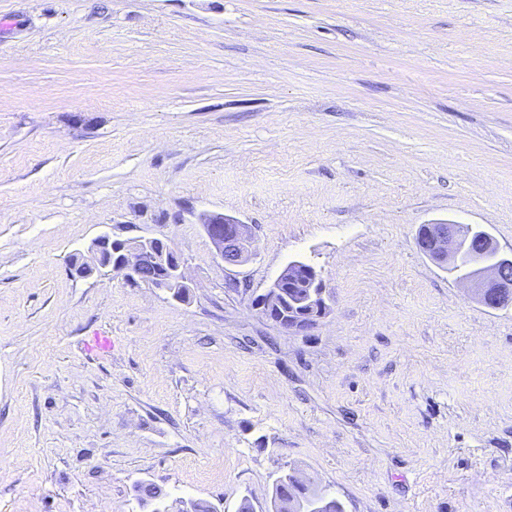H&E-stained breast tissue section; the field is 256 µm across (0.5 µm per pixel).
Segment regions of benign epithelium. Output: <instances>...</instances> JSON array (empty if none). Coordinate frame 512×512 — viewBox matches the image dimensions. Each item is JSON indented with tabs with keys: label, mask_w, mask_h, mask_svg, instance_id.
<instances>
[{
	"label": "benign epithelium",
	"mask_w": 512,
	"mask_h": 512,
	"mask_svg": "<svg viewBox=\"0 0 512 512\" xmlns=\"http://www.w3.org/2000/svg\"><path fill=\"white\" fill-rule=\"evenodd\" d=\"M198 221L224 263L239 265L251 259L254 236L250 225L231 216L205 212L198 215ZM418 245L425 255L450 268L468 258L474 272L463 283L478 303L491 300L497 304L512 292V253L502 252L492 237L483 235L474 245L456 224H429L420 234ZM70 270L81 279L103 270L122 272L129 282H143L171 293L176 288H188L185 261L159 239L119 241L102 234L92 241L88 254L75 253ZM299 279L301 287L311 290L315 298H324L320 273L306 270ZM272 322L286 332L301 333L312 329L318 319L307 315L288 321L274 318Z\"/></svg>",
	"instance_id": "1"
}]
</instances>
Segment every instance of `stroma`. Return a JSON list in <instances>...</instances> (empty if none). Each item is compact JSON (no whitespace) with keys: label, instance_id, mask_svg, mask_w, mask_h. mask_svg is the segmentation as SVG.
Segmentation results:
<instances>
[{"label":"stroma","instance_id":"35a3bbf8","mask_svg":"<svg viewBox=\"0 0 512 512\" xmlns=\"http://www.w3.org/2000/svg\"><path fill=\"white\" fill-rule=\"evenodd\" d=\"M437 222L512 252V0H0V512H268L292 468L344 512H512V305ZM105 233L167 240L188 299L73 277ZM293 260L306 334L254 305ZM210 238L217 257L229 265H239L247 262L253 256L254 236L252 227L238 219L215 213L198 215ZM418 245L432 260L448 264L457 278L468 276L461 281L469 287L471 297L484 306L490 297L498 304L512 291V253L502 252L489 235H482L473 245L458 224H428L418 238ZM463 257L471 261L473 273L467 261L455 267ZM255 305L258 306L259 309L262 310L263 314L276 325H278L281 329L289 333H301L306 332L312 329L320 319H316L318 317H311L310 315L305 317H300L293 320H283V319H275L270 317L269 312L264 310V304L261 300H255ZM83 348L90 358H105L112 351V337L108 334L94 333L84 339Z\"/></svg>","mask_w":512,"mask_h":512}]
</instances>
